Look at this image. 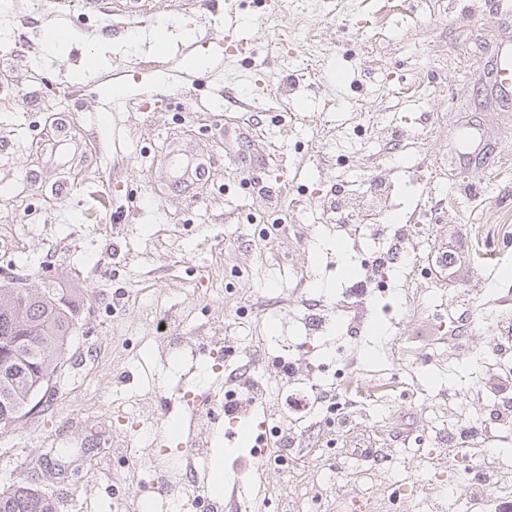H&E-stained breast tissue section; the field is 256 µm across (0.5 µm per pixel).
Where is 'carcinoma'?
Listing matches in <instances>:
<instances>
[{"instance_id": "cac0c4a2", "label": "carcinoma", "mask_w": 512, "mask_h": 512, "mask_svg": "<svg viewBox=\"0 0 512 512\" xmlns=\"http://www.w3.org/2000/svg\"><path fill=\"white\" fill-rule=\"evenodd\" d=\"M77 326L74 300L54 283L23 288L0 280V428L25 417L34 399L53 389ZM0 512H58V504L22 481L0 487Z\"/></svg>"}]
</instances>
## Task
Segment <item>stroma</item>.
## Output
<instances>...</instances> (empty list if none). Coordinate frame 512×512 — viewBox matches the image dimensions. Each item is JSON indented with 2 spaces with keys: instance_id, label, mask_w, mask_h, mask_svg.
Masks as SVG:
<instances>
[{
  "instance_id": "35a3bbf8",
  "label": "stroma",
  "mask_w": 512,
  "mask_h": 512,
  "mask_svg": "<svg viewBox=\"0 0 512 512\" xmlns=\"http://www.w3.org/2000/svg\"><path fill=\"white\" fill-rule=\"evenodd\" d=\"M496 0H397L381 29L378 0H329L305 31L295 28L302 0H155L158 17L113 15L105 5L59 6L14 0L0 20V276L37 288L58 282L78 307L71 349H101L96 375L77 379L71 365L51 394L54 410H32L0 431V485L27 480V455L40 456L41 489L59 512H161L129 496L136 479L114 480L116 454H186V437L207 441L198 469H237V488L216 498L226 512H291L327 444H336L335 495L368 486L361 512H380L391 484L415 498L456 467L471 428L476 447L512 457V416L491 424L505 398L488 366L497 335L486 321L512 310V237L495 241L496 266L471 236L487 210L512 215V106L491 94V55L512 41V19ZM69 41L47 47L45 29ZM164 31L156 46L155 31ZM246 43L225 55L224 36ZM28 45L16 55L14 44ZM423 44L420 59L407 48ZM205 67L189 70V56ZM96 66H89V59ZM152 96L150 111L139 108ZM121 101L120 120L112 105ZM190 145L193 162L210 163L204 186H171L169 152ZM272 171L253 184V160ZM389 177L401 213L458 199L460 220L377 224L352 236L323 221L322 202L342 182L370 190ZM66 183L68 195L55 194ZM416 257L453 317L384 314L387 300L339 312L358 281L373 277L361 254L373 237ZM459 247L454 274L437 272L445 248ZM181 323L177 353L158 342L161 319ZM246 337L241 355L216 370L209 340ZM294 347L301 379L321 358L361 379L348 394L339 428L316 416L288 428L293 467L257 463L248 452L252 423L222 417L193 423L181 398L220 393L235 372L266 395L257 418L281 420L284 375L276 355ZM400 378L401 390L386 389ZM182 432H170V423Z\"/></svg>"
}]
</instances>
